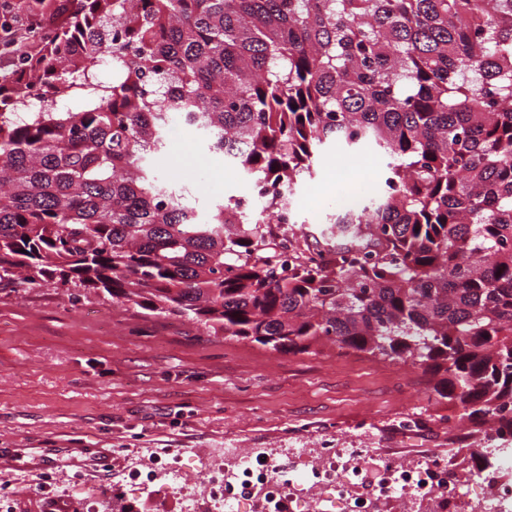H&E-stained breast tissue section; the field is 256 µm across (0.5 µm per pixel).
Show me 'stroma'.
<instances>
[{"mask_svg": "<svg viewBox=\"0 0 512 512\" xmlns=\"http://www.w3.org/2000/svg\"><path fill=\"white\" fill-rule=\"evenodd\" d=\"M152 166L189 181L200 205L244 194L221 153L174 124ZM383 159L328 150L293 196L296 218L333 212L338 193L378 178ZM430 372L330 342L276 352L187 318L148 317L121 300L44 286L0 288V512H46L50 497L86 512L153 452L272 448L288 455L324 436L339 447L405 458L467 433L460 408L432 392ZM417 420L404 432L402 419Z\"/></svg>", "mask_w": 512, "mask_h": 512, "instance_id": "35a3bbf8", "label": "stroma"}]
</instances>
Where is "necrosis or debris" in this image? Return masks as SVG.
Listing matches in <instances>:
<instances>
[{
	"instance_id": "necrosis-or-debris-1",
	"label": "necrosis or debris",
	"mask_w": 512,
	"mask_h": 512,
	"mask_svg": "<svg viewBox=\"0 0 512 512\" xmlns=\"http://www.w3.org/2000/svg\"><path fill=\"white\" fill-rule=\"evenodd\" d=\"M475 447L494 454L468 487L439 450L406 461L377 448H338L327 439L285 460L257 448H228L223 468L201 475L211 512H400L411 503L433 512H512V446L491 428ZM187 482L179 464L154 461L124 476L113 499L129 491H177Z\"/></svg>"
}]
</instances>
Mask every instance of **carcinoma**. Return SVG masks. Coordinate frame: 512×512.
<instances>
[{"mask_svg": "<svg viewBox=\"0 0 512 512\" xmlns=\"http://www.w3.org/2000/svg\"><path fill=\"white\" fill-rule=\"evenodd\" d=\"M0 0V285L321 340L429 370L512 434V0ZM180 120L248 181L205 212L151 159ZM384 190L271 222L330 146Z\"/></svg>", "mask_w": 512, "mask_h": 512, "instance_id": "carcinoma-1", "label": "carcinoma"}]
</instances>
